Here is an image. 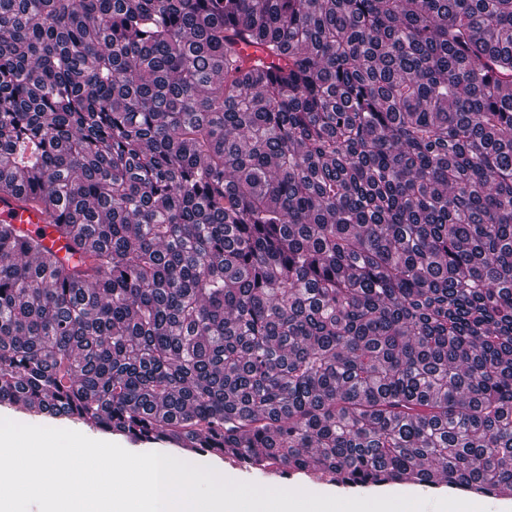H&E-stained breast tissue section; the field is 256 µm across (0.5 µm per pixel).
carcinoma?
I'll return each instance as SVG.
<instances>
[{"label": "carcinoma", "instance_id": "1", "mask_svg": "<svg viewBox=\"0 0 512 512\" xmlns=\"http://www.w3.org/2000/svg\"><path fill=\"white\" fill-rule=\"evenodd\" d=\"M9 199L0 405L512 497V0H0ZM0 221L22 224L31 231H40L43 244L54 250H59L65 244L58 239L49 218L30 205L11 202L10 206H6L0 203ZM59 254L63 256L65 249H60Z\"/></svg>", "mask_w": 512, "mask_h": 512}]
</instances>
